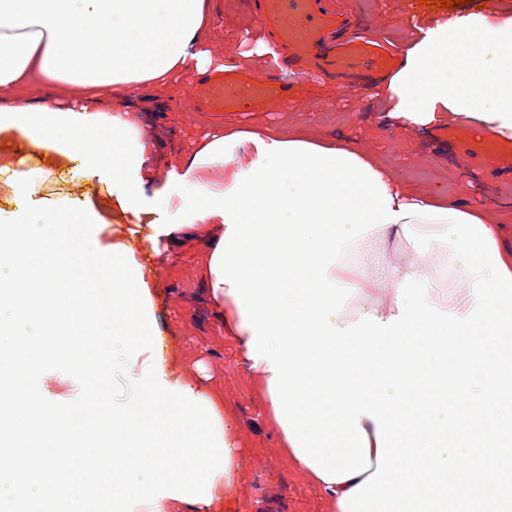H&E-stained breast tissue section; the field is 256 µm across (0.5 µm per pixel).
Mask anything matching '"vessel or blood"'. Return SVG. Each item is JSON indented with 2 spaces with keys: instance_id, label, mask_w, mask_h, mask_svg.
Returning <instances> with one entry per match:
<instances>
[{
  "instance_id": "vessel-or-blood-1",
  "label": "vessel or blood",
  "mask_w": 512,
  "mask_h": 512,
  "mask_svg": "<svg viewBox=\"0 0 512 512\" xmlns=\"http://www.w3.org/2000/svg\"><path fill=\"white\" fill-rule=\"evenodd\" d=\"M254 7L264 25L275 34L281 51L289 53L300 76L314 70L351 75L381 73L393 63L392 54L373 38L350 37L332 50L322 51L326 34L344 24L341 14L327 9L323 0H255ZM287 93V85L225 72L203 81L197 102L207 112H232L242 98L268 102Z\"/></svg>"
}]
</instances>
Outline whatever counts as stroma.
Wrapping results in <instances>:
<instances>
[{"instance_id":"stroma-1","label":"stroma","mask_w":512,"mask_h":512,"mask_svg":"<svg viewBox=\"0 0 512 512\" xmlns=\"http://www.w3.org/2000/svg\"><path fill=\"white\" fill-rule=\"evenodd\" d=\"M377 1L332 0V5L348 12L360 34L398 48L414 34L404 19L409 0H381V9ZM218 11L209 39L213 52L237 62L239 72L281 77L270 57L252 52V35L263 24L247 0H218ZM292 84L300 105L256 107L245 98L234 120L246 127H270L283 136L304 130L314 136L352 137L406 188L449 194L464 188L485 199L491 223L512 220V158L494 162L490 149L481 148L465 127L452 123L426 131L388 123L380 98L358 94L349 78L338 74L319 83L296 77ZM198 85L189 77H173L163 100L150 104L144 115L160 145L157 186H164L169 164L189 154L217 122L214 113L199 111ZM206 259V247L188 240L161 267L164 301L155 320L169 343L175 370L201 389L219 392L241 423L239 440L247 453L244 476L234 491L240 512H336L335 502L282 450L278 427L266 415L261 378L242 366L236 346L213 317L200 278ZM90 379L82 361L61 359L32 385L46 401L73 409L87 401Z\"/></svg>"}]
</instances>
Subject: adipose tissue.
<instances>
[{"label": "adipose tissue", "instance_id": "1", "mask_svg": "<svg viewBox=\"0 0 512 512\" xmlns=\"http://www.w3.org/2000/svg\"><path fill=\"white\" fill-rule=\"evenodd\" d=\"M213 0H0V107H27V98L10 96V89L32 72L72 88V109L80 114L102 113L129 121L124 94L132 85H150L164 94L177 73L222 71L228 64L213 55L206 34L212 28ZM416 37L398 51V66L378 91L389 117L417 128L447 127L456 119L474 133L512 142V10L489 15L443 18L411 17ZM108 85L112 95L97 97ZM0 139L20 141L21 150L9 171L16 186L25 187L42 174L72 178L77 163L65 153L34 143L17 126L0 130ZM326 149L354 154L378 172L392 197L391 207L419 204L454 209L484 218L485 203L456 194H421L397 183L388 169L346 138L325 136L316 141ZM255 143L242 142L232 161L209 165L206 187L215 193L232 188L236 174L257 161ZM82 198H61L52 204L16 197L12 209L0 207V264L13 266L12 277L0 279V302L12 303L28 317L43 319L47 332L65 337L91 362L96 384L107 381L120 365L111 342L128 345L137 375L130 377L125 398L112 409L93 399L88 408L62 411L47 404L27 385L28 378L51 363L44 345L33 343L17 325L0 320V335L13 338L0 373V445L17 449L14 470L1 471L0 482L14 484L21 512H47L45 501L27 497L17 474L38 468L41 480H52L68 512H81L80 492L112 475V512H133L142 501L139 485L128 482L138 469L163 481L165 498L173 505L202 507L203 512H228L231 493L242 477L245 451L235 435L240 424L222 410L219 395L186 381L172 367L153 314L160 300L158 254L192 237H205L216 250L226 231L220 215L194 220L171 233L155 234V213L122 210L98 177L82 179ZM47 210L41 235H33L29 213ZM111 229L112 238L89 251L76 236L75 225ZM424 233L443 232L445 221L409 218L391 223L369 236L376 248L354 260L358 243L329 269L330 277L356 286L360 310L382 319L397 315V306L380 309L382 292L397 290L406 275L422 276L416 264L390 260L393 246L404 241L403 226ZM438 264L430 278V300L439 309L463 316L474 305L471 274L458 264L450 247L431 244ZM201 275L211 306L225 336L239 347L252 338L244 327L238 304L227 284H220L210 266ZM108 300L111 338L96 337L87 316L97 315ZM106 427L112 459L108 466L89 465L93 451L89 430ZM71 447L82 458L78 467L59 468L56 453Z\"/></svg>", "mask_w": 512, "mask_h": 512}]
</instances>
